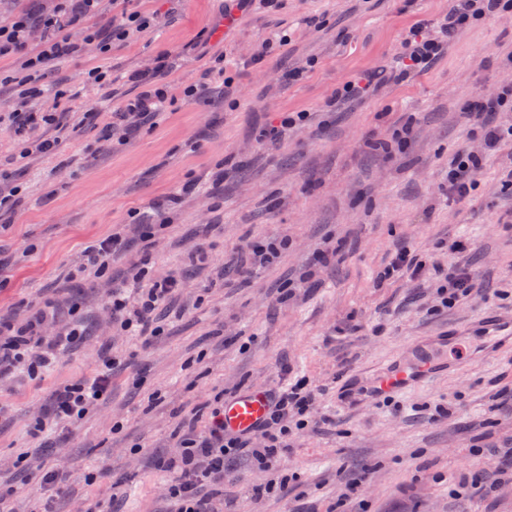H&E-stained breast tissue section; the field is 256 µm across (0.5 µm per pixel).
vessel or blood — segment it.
<instances>
[{
	"label": "vessel or blood",
	"instance_id": "obj_1",
	"mask_svg": "<svg viewBox=\"0 0 512 512\" xmlns=\"http://www.w3.org/2000/svg\"><path fill=\"white\" fill-rule=\"evenodd\" d=\"M445 353L432 346L414 347L411 353L387 366L374 377L351 383L347 389L350 402H383L393 395L432 380L446 364L452 363L458 353L454 341H447ZM267 412L264 393L255 391L239 396L224 406V422L231 428L249 430L261 421Z\"/></svg>",
	"mask_w": 512,
	"mask_h": 512
}]
</instances>
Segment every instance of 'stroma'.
<instances>
[{
  "label": "stroma",
  "instance_id": "1",
  "mask_svg": "<svg viewBox=\"0 0 512 512\" xmlns=\"http://www.w3.org/2000/svg\"><path fill=\"white\" fill-rule=\"evenodd\" d=\"M55 6L54 35L78 53L26 68L43 48L35 34L0 57V182L21 188L0 204L11 220L0 230V321L43 307L53 335L79 336L42 378L22 367L0 377V512H173L158 463L178 453L185 421L206 426L217 397L301 377L316 394L306 427L275 468L243 461L227 473L226 512H512V462L499 456L512 448V347L470 330L490 312L512 320V144L487 155L467 116L482 94L512 89V11L475 21L427 71L396 81L405 33L452 0H99L90 15L77 0H0V21ZM132 13L148 27L105 54L89 41ZM160 60L165 114L111 135L113 113L147 90L136 74ZM97 66L111 71L110 90L85 82ZM374 71V92L335 105L339 85ZM23 80L36 95L19 97ZM203 82L205 95L186 96ZM300 110L303 124L273 136ZM15 112L58 123L17 134ZM406 123L401 145L393 132ZM44 138L57 139L53 155L19 159L24 140ZM461 147L481 164L452 200L448 163ZM141 223L160 227L147 251ZM112 233L126 246L101 276L83 250ZM455 239L465 252H449ZM255 240L288 247L257 264ZM403 245L425 274L378 282ZM141 266L182 281L149 339L113 329L105 308L117 287L136 300ZM451 266L476 283L445 308L433 270ZM443 335L466 350L454 371L384 405L345 404L351 377ZM104 352L117 361L111 393L78 422L33 432ZM47 468L63 471L64 491L38 483ZM357 469L367 479L353 493ZM283 474L294 492L254 493Z\"/></svg>",
  "mask_w": 512,
  "mask_h": 512
}]
</instances>
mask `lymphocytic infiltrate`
Returning a JSON list of instances; mask_svg holds the SVG:
<instances>
[{
	"instance_id": "f902f5d3",
	"label": "lymphocytic infiltrate",
	"mask_w": 512,
	"mask_h": 512,
	"mask_svg": "<svg viewBox=\"0 0 512 512\" xmlns=\"http://www.w3.org/2000/svg\"><path fill=\"white\" fill-rule=\"evenodd\" d=\"M512 8V0H454L453 8L435 25L433 35H423L421 28L410 30L401 44L397 62L403 70L425 69L439 59L448 47V38L471 21L495 15ZM136 280L142 284L135 306H128L120 292H113L110 308L123 330H134L145 337L158 334L154 313L176 290L173 278L156 279L148 270L139 269ZM47 319L39 313L34 322L17 330L13 337L0 340V373L11 370L16 363L26 362L27 373L38 376L47 367L55 349L62 346L63 338L55 336L34 339L38 323ZM102 370L93 378L70 384L58 394L56 416L73 422L82 419L91 407L103 399L112 385L113 361L103 357ZM268 414L255 432H232L224 427V412L211 413L204 432L195 425L184 431L180 451L165 461L164 467L176 471L177 477L168 487V496L174 502L175 512H216L215 502L208 487L224 480V471L239 456H246L253 466L272 467L284 448L292 430L307 424L315 398L309 381L298 379L288 387L267 393ZM262 437L263 447H255V437Z\"/></svg>"
}]
</instances>
